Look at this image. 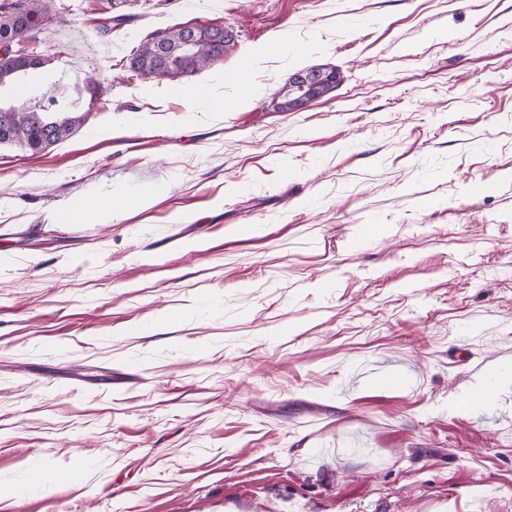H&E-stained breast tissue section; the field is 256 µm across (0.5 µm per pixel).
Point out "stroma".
<instances>
[{
    "label": "stroma",
    "instance_id": "stroma-1",
    "mask_svg": "<svg viewBox=\"0 0 512 512\" xmlns=\"http://www.w3.org/2000/svg\"><path fill=\"white\" fill-rule=\"evenodd\" d=\"M178 23L223 62L133 75ZM29 48L89 116L0 145V512H512V0H56ZM215 26L173 25L152 31L129 56L127 65L137 76L152 81L191 76L224 57L233 41ZM314 67V66H313ZM313 67L301 70V73H295L288 78V81L282 87L280 93L278 94V98H282L286 96L288 98V102L284 103V107L281 111L277 112H299L306 109L310 105V101H307L302 96H308L311 94V97L314 98L315 101L327 96L331 92H333L344 80L342 73L339 69L335 67H331L329 70H325L324 72L319 69H314ZM302 71H307L311 76V84L310 87L304 91L299 92L300 97L294 96L292 93V89L297 86L304 79V73ZM289 91V96H288ZM322 96V97H321ZM320 97V98H315Z\"/></svg>",
    "mask_w": 512,
    "mask_h": 512
}]
</instances>
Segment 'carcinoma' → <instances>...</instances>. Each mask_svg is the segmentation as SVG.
<instances>
[{"instance_id":"obj_1","label":"carcinoma","mask_w":512,"mask_h":512,"mask_svg":"<svg viewBox=\"0 0 512 512\" xmlns=\"http://www.w3.org/2000/svg\"><path fill=\"white\" fill-rule=\"evenodd\" d=\"M54 0H0V48L12 50L0 60V88L19 83L43 68L47 60L15 46L33 40V32L44 29ZM233 38H224L212 26L173 25L152 31L129 56L127 65L137 76L152 81L191 76L224 57ZM310 87L304 96L325 97L344 80L339 69L324 72L308 68ZM87 112L63 106L40 111L26 105L0 106V144H13L33 154L67 140L86 122Z\"/></svg>"}]
</instances>
